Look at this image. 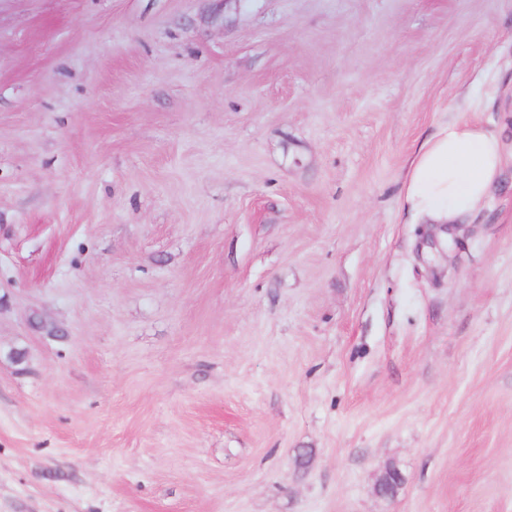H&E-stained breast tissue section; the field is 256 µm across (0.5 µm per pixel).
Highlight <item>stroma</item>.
<instances>
[{"label":"stroma","instance_id":"stroma-1","mask_svg":"<svg viewBox=\"0 0 512 512\" xmlns=\"http://www.w3.org/2000/svg\"><path fill=\"white\" fill-rule=\"evenodd\" d=\"M0 512H512V0H0ZM503 165L504 146L498 134L462 115L451 118L413 161L406 210L415 222L441 230L455 224L448 234L437 230L448 238L449 249L459 228L485 208Z\"/></svg>","mask_w":512,"mask_h":512}]
</instances>
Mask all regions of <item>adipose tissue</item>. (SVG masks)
<instances>
[{"mask_svg":"<svg viewBox=\"0 0 512 512\" xmlns=\"http://www.w3.org/2000/svg\"><path fill=\"white\" fill-rule=\"evenodd\" d=\"M504 165L501 137L478 122L449 119L416 155L406 185L414 221L446 227L480 213Z\"/></svg>","mask_w":512,"mask_h":512,"instance_id":"1","label":"adipose tissue"}]
</instances>
